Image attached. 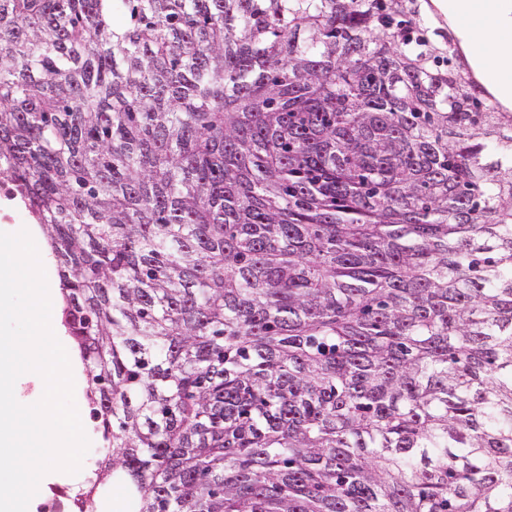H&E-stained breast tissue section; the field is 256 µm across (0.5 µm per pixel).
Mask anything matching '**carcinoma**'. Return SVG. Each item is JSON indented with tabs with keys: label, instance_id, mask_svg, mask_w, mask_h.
I'll return each mask as SVG.
<instances>
[{
	"label": "carcinoma",
	"instance_id": "obj_1",
	"mask_svg": "<svg viewBox=\"0 0 512 512\" xmlns=\"http://www.w3.org/2000/svg\"><path fill=\"white\" fill-rule=\"evenodd\" d=\"M429 8L0 0L104 443L72 512H512V112Z\"/></svg>",
	"mask_w": 512,
	"mask_h": 512
}]
</instances>
